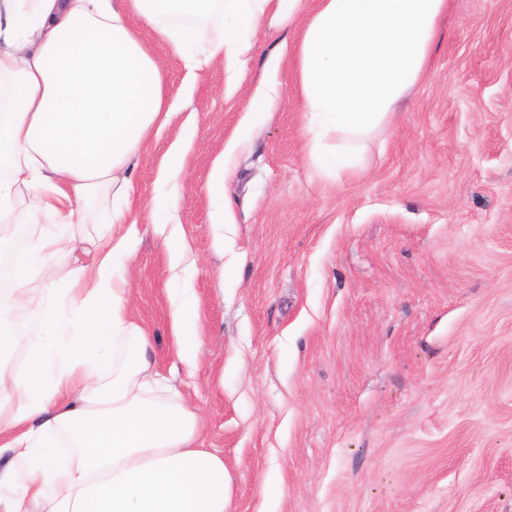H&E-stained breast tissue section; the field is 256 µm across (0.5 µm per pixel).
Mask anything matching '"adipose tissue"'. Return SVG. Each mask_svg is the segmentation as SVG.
I'll use <instances>...</instances> for the list:
<instances>
[{"instance_id": "1", "label": "adipose tissue", "mask_w": 512, "mask_h": 512, "mask_svg": "<svg viewBox=\"0 0 512 512\" xmlns=\"http://www.w3.org/2000/svg\"><path fill=\"white\" fill-rule=\"evenodd\" d=\"M0 0V223H27L33 192L55 233L0 235V512H226L224 459L199 442L196 410L148 358L128 311L130 212L112 210L77 255L76 226L103 191L129 195L130 155L173 111L164 72L128 23L135 14L189 73L233 68L266 11L301 0ZM448 0H314L291 55L306 152L324 174L356 167L364 141L425 77ZM223 34L200 48L198 25ZM197 299L171 318L193 361ZM25 348L23 370L5 356Z\"/></svg>"}]
</instances>
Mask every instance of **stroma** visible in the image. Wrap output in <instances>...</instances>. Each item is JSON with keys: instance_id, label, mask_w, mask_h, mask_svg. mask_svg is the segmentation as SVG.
Returning a JSON list of instances; mask_svg holds the SVG:
<instances>
[{"instance_id": "35a3bbf8", "label": "stroma", "mask_w": 512, "mask_h": 512, "mask_svg": "<svg viewBox=\"0 0 512 512\" xmlns=\"http://www.w3.org/2000/svg\"><path fill=\"white\" fill-rule=\"evenodd\" d=\"M139 34L178 99L127 164L130 310L224 457L226 512H512V0H449L424 81L334 177L307 156L296 69L276 60L296 24L263 19L236 85L219 63L189 81ZM268 79L276 105L246 125ZM243 129L218 224L202 187ZM163 187L178 226L160 234ZM183 245L190 365L170 308Z\"/></svg>"}]
</instances>
